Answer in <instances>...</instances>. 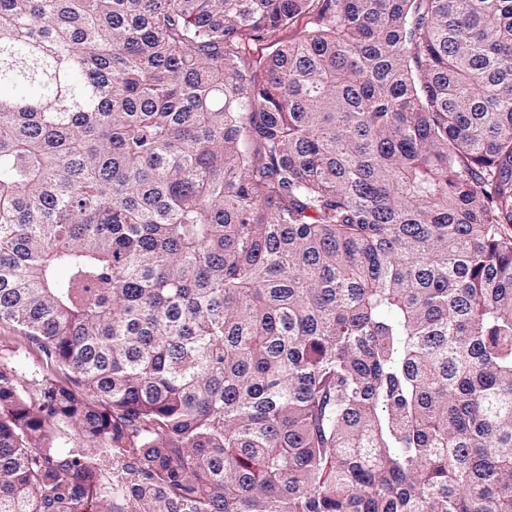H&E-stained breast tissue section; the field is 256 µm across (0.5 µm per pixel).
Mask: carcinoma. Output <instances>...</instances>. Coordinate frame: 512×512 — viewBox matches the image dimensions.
Instances as JSON below:
<instances>
[{
    "instance_id": "obj_1",
    "label": "carcinoma",
    "mask_w": 512,
    "mask_h": 512,
    "mask_svg": "<svg viewBox=\"0 0 512 512\" xmlns=\"http://www.w3.org/2000/svg\"><path fill=\"white\" fill-rule=\"evenodd\" d=\"M2 322L0 512H512V0H0ZM8 349L4 353L13 355L15 359L22 362L26 368H35L50 375L57 376L61 380H66L65 371L59 370L50 362H46L40 354L29 349L28 343L20 336L14 333L8 324L0 325V349Z\"/></svg>"
}]
</instances>
